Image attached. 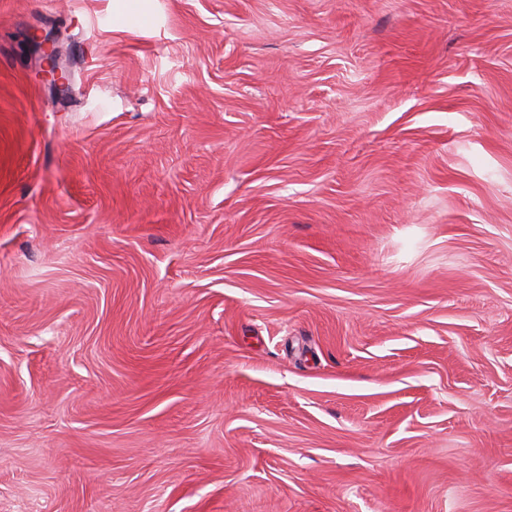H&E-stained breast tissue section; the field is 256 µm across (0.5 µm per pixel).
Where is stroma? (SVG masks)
<instances>
[{"label": "stroma", "mask_w": 512, "mask_h": 512, "mask_svg": "<svg viewBox=\"0 0 512 512\" xmlns=\"http://www.w3.org/2000/svg\"><path fill=\"white\" fill-rule=\"evenodd\" d=\"M138 3L0 0V512H512V0ZM43 46H46L49 50V54L51 56L50 60L52 61L51 71L54 78L50 81V84L59 93H66L69 86L65 78V71L59 62L60 57L58 46L56 45V42L50 38L44 39L43 42L40 43L39 49L41 50Z\"/></svg>", "instance_id": "1"}]
</instances>
